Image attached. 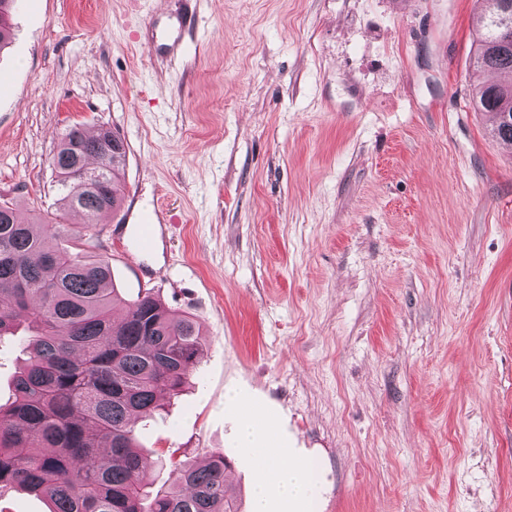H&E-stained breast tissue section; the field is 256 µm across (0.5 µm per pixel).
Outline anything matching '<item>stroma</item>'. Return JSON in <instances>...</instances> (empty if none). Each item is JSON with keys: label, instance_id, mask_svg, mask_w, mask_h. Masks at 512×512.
<instances>
[{"label": "stroma", "instance_id": "stroma-1", "mask_svg": "<svg viewBox=\"0 0 512 512\" xmlns=\"http://www.w3.org/2000/svg\"><path fill=\"white\" fill-rule=\"evenodd\" d=\"M196 10L176 54L167 0H18L0 51V201L55 212L62 133L110 128L121 196L167 226L147 256L118 213L60 239L202 329L185 390L136 427L154 489L160 456L220 451L251 512L234 391L313 481L274 512H512V145L470 102L479 0Z\"/></svg>", "mask_w": 512, "mask_h": 512}]
</instances>
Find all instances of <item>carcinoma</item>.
<instances>
[{
	"label": "carcinoma",
	"instance_id": "cac0c4a2",
	"mask_svg": "<svg viewBox=\"0 0 512 512\" xmlns=\"http://www.w3.org/2000/svg\"><path fill=\"white\" fill-rule=\"evenodd\" d=\"M482 2L476 67L512 72V0ZM472 105L490 116L493 138L512 143V83L475 86ZM126 159L119 133L89 137L74 125L52 158L60 213L30 218L0 203V341L22 327L27 353L13 400L0 404V488L33 490L51 501L50 512H239L224 453L169 461V486L153 491L136 444L138 418L187 383L199 324L175 317L152 289L126 301L108 259L57 243L70 218L92 236L98 215L120 208ZM69 166L104 168L106 180L82 190L67 181ZM118 308L126 313L117 321Z\"/></svg>",
	"mask_w": 512,
	"mask_h": 512
}]
</instances>
